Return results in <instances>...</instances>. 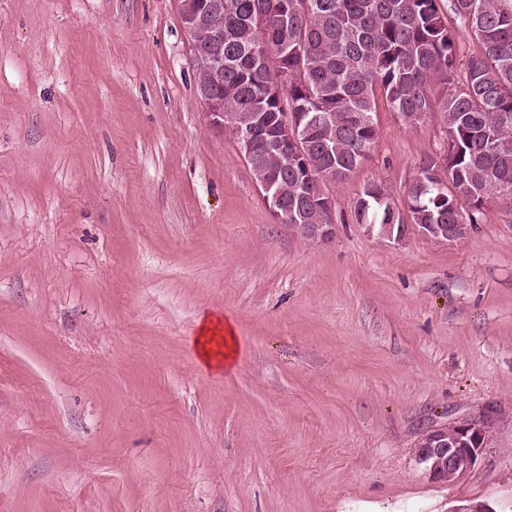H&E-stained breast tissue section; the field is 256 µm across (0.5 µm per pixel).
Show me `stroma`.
I'll return each instance as SVG.
<instances>
[{
	"label": "stroma",
	"instance_id": "stroma-1",
	"mask_svg": "<svg viewBox=\"0 0 512 512\" xmlns=\"http://www.w3.org/2000/svg\"><path fill=\"white\" fill-rule=\"evenodd\" d=\"M180 0H0V512L512 505V202L442 246L354 221L443 143L378 98L327 244L276 223L196 93ZM236 366L200 365L202 318ZM489 424L462 479L417 447ZM238 343L232 324L205 319L195 339V351L200 363L213 370H229L236 364Z\"/></svg>",
	"mask_w": 512,
	"mask_h": 512
}]
</instances>
